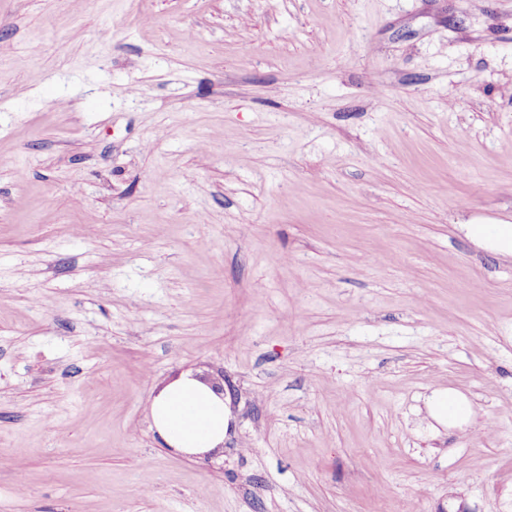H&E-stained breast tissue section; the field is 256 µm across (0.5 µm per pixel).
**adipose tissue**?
I'll return each instance as SVG.
<instances>
[{
    "mask_svg": "<svg viewBox=\"0 0 512 512\" xmlns=\"http://www.w3.org/2000/svg\"><path fill=\"white\" fill-rule=\"evenodd\" d=\"M150 418L168 447L192 455L220 447L228 425L223 396L189 374L169 383L153 398Z\"/></svg>",
    "mask_w": 512,
    "mask_h": 512,
    "instance_id": "1",
    "label": "adipose tissue"
}]
</instances>
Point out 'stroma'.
Returning a JSON list of instances; mask_svg holds the SVG:
<instances>
[{"label": "stroma", "mask_w": 512, "mask_h": 512, "mask_svg": "<svg viewBox=\"0 0 512 512\" xmlns=\"http://www.w3.org/2000/svg\"><path fill=\"white\" fill-rule=\"evenodd\" d=\"M503 223L512 0H0V512H512ZM468 234L497 252L512 256V224H471ZM149 410L152 427L169 448L201 455L224 443L228 425L224 395L190 374L165 386ZM470 413L466 397L456 391H443L434 398L432 415L438 422L462 424L469 419Z\"/></svg>", "instance_id": "stroma-1"}]
</instances>
